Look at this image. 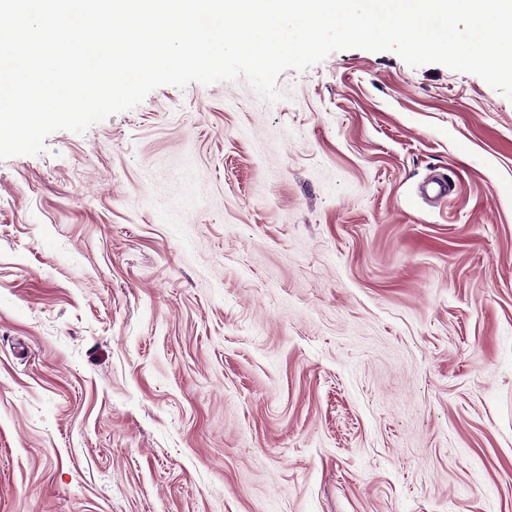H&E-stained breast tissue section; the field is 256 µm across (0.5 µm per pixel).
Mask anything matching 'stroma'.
I'll use <instances>...</instances> for the list:
<instances>
[{"instance_id":"stroma-1","label":"stroma","mask_w":512,"mask_h":512,"mask_svg":"<svg viewBox=\"0 0 512 512\" xmlns=\"http://www.w3.org/2000/svg\"><path fill=\"white\" fill-rule=\"evenodd\" d=\"M277 88L0 161V512H512V100L359 48Z\"/></svg>"}]
</instances>
